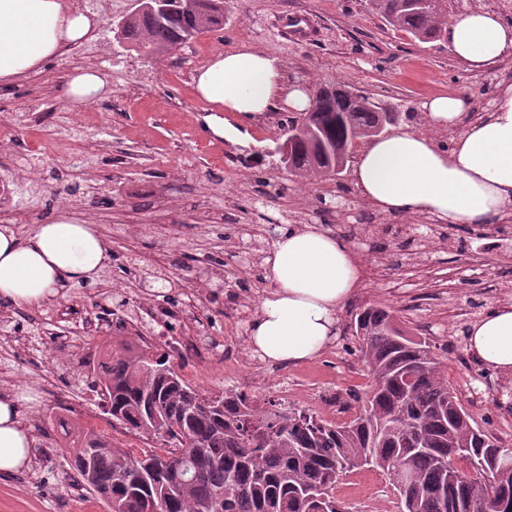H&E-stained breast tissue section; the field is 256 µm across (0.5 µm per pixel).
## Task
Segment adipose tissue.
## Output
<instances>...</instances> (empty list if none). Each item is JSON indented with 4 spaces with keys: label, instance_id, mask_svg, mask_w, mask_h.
I'll return each mask as SVG.
<instances>
[{
    "label": "adipose tissue",
    "instance_id": "ef3b65f1",
    "mask_svg": "<svg viewBox=\"0 0 512 512\" xmlns=\"http://www.w3.org/2000/svg\"><path fill=\"white\" fill-rule=\"evenodd\" d=\"M101 15L71 11L65 0H0V84L42 70L93 37ZM448 46L467 71L485 73L512 59V24L476 7L450 18ZM208 106L206 126L241 147L254 139L242 122L283 102L296 112L313 106L299 83L287 81L279 61L242 44L217 52L193 76ZM110 89L94 69L68 75L69 103L88 104ZM463 94L439 95L421 105L423 129L404 126L360 149L351 177L362 198L387 215H417L437 224L512 222V84L499 87L490 112L469 124ZM455 130L450 146L436 130ZM110 260L95 225L60 207L19 238L0 226V300L40 306L66 298L79 282L94 281ZM270 285L248 328L250 349L263 360L298 365L315 359L336 334L338 314L361 288L364 269L353 249L332 231L308 225L282 232L265 259ZM467 349L486 369L512 373V303L495 304L467 330ZM30 395H0V474L30 459L33 439L22 406Z\"/></svg>",
    "mask_w": 512,
    "mask_h": 512
}]
</instances>
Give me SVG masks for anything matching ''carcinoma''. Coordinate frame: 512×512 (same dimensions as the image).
Masks as SVG:
<instances>
[{"instance_id": "obj_1", "label": "carcinoma", "mask_w": 512, "mask_h": 512, "mask_svg": "<svg viewBox=\"0 0 512 512\" xmlns=\"http://www.w3.org/2000/svg\"><path fill=\"white\" fill-rule=\"evenodd\" d=\"M369 12L423 43L447 32L448 0L436 10L407 0H365ZM226 0H170L161 12L128 17L119 43L168 51L224 25ZM334 84L317 98L312 132L288 157V172L305 180L332 177L340 151L372 136L383 113L354 102ZM355 351L367 385L347 393L353 412L335 422L302 408L243 392L202 394L170 365L126 342L93 365V388L112 422L140 437L172 443L158 452L122 448L93 430L66 424L77 439L70 467L112 512H349L333 491L340 476L362 467L385 474L403 512H499L512 506V448L476 424L447 365L427 339L414 338L393 311L368 305L355 316ZM478 473L464 483L448 469Z\"/></svg>"}]
</instances>
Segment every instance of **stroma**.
<instances>
[{
  "mask_svg": "<svg viewBox=\"0 0 512 512\" xmlns=\"http://www.w3.org/2000/svg\"><path fill=\"white\" fill-rule=\"evenodd\" d=\"M103 23L93 44L51 60L41 72L0 85V180L18 177V155L42 142L66 147L68 116L82 122L90 145V176L75 182L65 165L46 161L36 182V206L53 196L95 224L112 253L90 287H73L53 304L18 307L0 302V389L26 388L39 397L26 420L37 450L30 466L0 479V512H106L81 485L67 458L73 446L58 421L88 426L97 411L89 359L106 345L136 342L139 331L158 332V344L177 338L220 340L214 371L195 386L202 393L243 390L279 399L282 386L298 391L304 406L364 386L353 352L351 322L368 304L392 307L406 329L432 343L448 366V382L485 430L512 447V374L486 371L467 351L465 332L485 310L512 300V246L496 225L438 224L419 233L420 218L387 216L362 200L348 173L318 183L292 178L267 156L292 112L275 104L247 128L256 141L246 150L203 127V104L192 76L213 52L250 43L279 59L288 81L315 88L341 82L403 113L420 125L419 107L430 97L466 93V120L486 113L502 84L512 83V59L493 73L474 74L447 43H420L367 12L363 0H231L224 29L162 54L118 44L110 22L131 10V0H97ZM304 17L310 40L288 34L290 19ZM97 69L110 93L85 105L64 97L67 74ZM347 202L349 216L325 210L321 198ZM289 225L325 226L349 244L376 278L339 314L332 344L315 360L290 367L279 380L273 364L251 354L247 308L267 285L262 263L245 264L239 242L264 248L279 234L275 217ZM164 274L179 290L169 304L172 331L142 309L139 283ZM97 320V335L84 333ZM338 498L350 512H401L395 488L379 471L364 468L343 478Z\"/></svg>",
  "mask_w": 512,
  "mask_h": 512,
  "instance_id": "obj_1",
  "label": "stroma"
}]
</instances>
